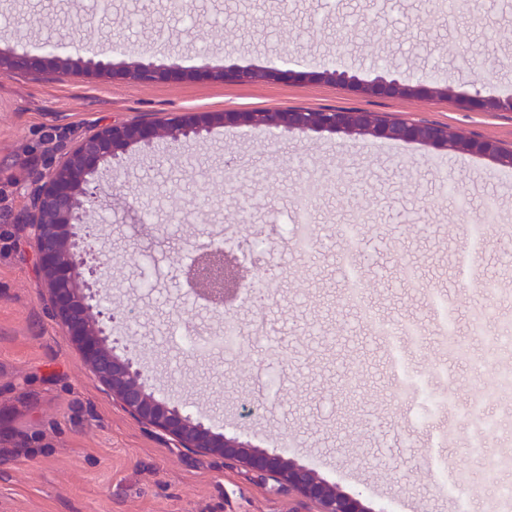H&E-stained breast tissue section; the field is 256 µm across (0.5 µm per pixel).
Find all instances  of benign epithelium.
Segmentation results:
<instances>
[{"label": "benign epithelium", "instance_id": "1", "mask_svg": "<svg viewBox=\"0 0 512 512\" xmlns=\"http://www.w3.org/2000/svg\"><path fill=\"white\" fill-rule=\"evenodd\" d=\"M52 56L61 71L78 65L95 74L112 73L140 84H153L170 77L198 78L215 83L251 82L257 79L286 81L301 76L288 56L269 57L258 70L235 65L213 68L206 64L186 69L176 62L157 65L143 57L119 63L94 54L75 61L69 43L50 38L36 50L16 52L0 49V75L18 71L39 73L45 55ZM382 75L363 81L342 60V53L312 73L318 80L349 87L364 94L385 97L448 96L450 87L439 85L426 74L381 68ZM470 112H512V95L489 92L482 84L462 96ZM254 126L265 128L273 138L314 132L364 136L377 140L418 143L445 151L486 157L504 170H512V149L492 140L466 136L440 124L397 121L366 110H317L281 108L269 111L224 110L183 112L165 120L138 119L105 124L76 142L51 169L29 174L27 206L20 223L28 236L37 272L45 285L46 301L66 339L82 354L93 376L127 413L142 424L169 436L175 447L210 454L238 463L273 482L271 490L286 489L299 496L293 512H387L365 506L361 498L330 482L313 468L291 457L288 446L264 449L240 435L216 433L177 401L161 396L149 383L129 347L117 352L111 338L113 316L100 309V289L108 287L107 262L103 252L92 247L78 231L87 227L95 205L102 201L101 182L106 168L117 172L128 153L146 150L158 141L187 147L207 138L213 128ZM254 246L243 250L213 239L190 241L175 268V280L188 301L201 303L214 313H224V326L234 325L232 312L243 291L251 292L262 305L271 296L274 277L258 267L254 247L265 242L264 232L253 233Z\"/></svg>", "mask_w": 512, "mask_h": 512}]
</instances>
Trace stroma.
<instances>
[{"instance_id":"35a3bbf8","label":"stroma","mask_w":512,"mask_h":512,"mask_svg":"<svg viewBox=\"0 0 512 512\" xmlns=\"http://www.w3.org/2000/svg\"><path fill=\"white\" fill-rule=\"evenodd\" d=\"M167 0H112L94 28L73 27L74 58L113 42L183 67L260 68L288 52L299 70L319 67L346 46L345 62L360 78L376 75L373 57L418 73L434 70L451 97H368L305 77L292 81L218 84L169 79L144 86L80 70L0 76V512H293L296 496L223 459L188 453L115 403L89 373L46 306L35 258L17 219L26 179L63 158L98 125L169 117L179 112L363 109L394 119L436 122L512 148V112H469L458 100L472 92L488 61H501L491 84L512 94V0H484L475 11L433 17L434 0H195L194 29L163 18ZM89 0H0V47L34 48L48 28L30 15L72 19ZM228 167V184L210 180ZM451 177L467 196L458 208L440 187ZM310 197L317 243L297 252L285 230L296 198ZM154 212L134 223L129 204ZM258 201L233 222L237 200ZM497 221L480 242L470 232L487 201ZM108 255L113 308H131L151 384L190 403L214 431H238L269 448L288 441L293 456L328 480L395 512H458L438 480L466 471L471 512H501L497 484H512V392H493L490 371L512 368V347L492 349L502 322L512 320V170L467 153L400 141L309 133L272 142L261 127H217L206 141L175 153L159 144L134 152L112 183L102 214L91 215ZM358 225L357 249L344 235ZM169 226L162 235L158 226ZM265 230L260 260L278 273L263 306L237 303L238 353L202 356L183 345L197 328L224 329L215 314L189 306L173 270L186 238L227 230L232 243ZM479 251L470 274L459 254ZM139 248V261L129 253ZM354 253L365 286L363 304L343 294L341 265ZM414 266L422 285H406ZM154 285H143L144 272ZM451 302L465 356L448 358L439 342V299ZM373 311L396 331L377 341L366 323ZM359 387L343 391L347 375ZM431 400H424V393ZM482 398L495 416L483 453L467 410ZM247 402L263 413L244 415ZM500 458L501 469L488 461Z\"/></svg>"}]
</instances>
